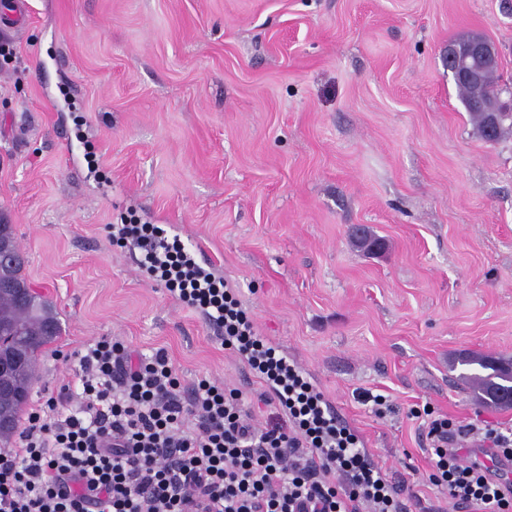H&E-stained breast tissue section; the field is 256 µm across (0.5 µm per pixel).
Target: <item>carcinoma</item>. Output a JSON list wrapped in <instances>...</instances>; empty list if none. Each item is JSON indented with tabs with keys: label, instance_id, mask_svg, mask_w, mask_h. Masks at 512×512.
<instances>
[{
	"label": "carcinoma",
	"instance_id": "cac0c4a2",
	"mask_svg": "<svg viewBox=\"0 0 512 512\" xmlns=\"http://www.w3.org/2000/svg\"><path fill=\"white\" fill-rule=\"evenodd\" d=\"M499 79L500 75L496 74L482 85L454 80L471 121L486 141L489 140L486 132L487 116L483 112L472 110L470 102L479 95L492 93ZM1 250L12 253L15 260L0 267V278H9L14 287L10 292L0 293V327L4 325L8 328L6 334L0 330V344L19 356L33 355V359L12 376L11 392L0 393V416L10 420L8 428L0 429V447L7 448L12 443L20 423L18 417L21 407L17 405V399L30 396L37 378L38 354L61 336V326L54 303L33 289L24 274L25 260L13 225L0 221ZM18 294L26 297L24 303L17 301ZM460 362L491 370L487 375L475 373L464 376L462 381L472 386L480 398L500 407L512 408V388L504 386L505 382L512 381L511 358L468 355L461 358Z\"/></svg>",
	"mask_w": 512,
	"mask_h": 512
}]
</instances>
